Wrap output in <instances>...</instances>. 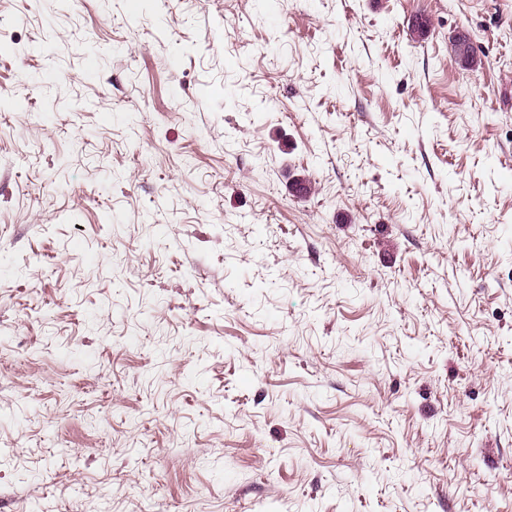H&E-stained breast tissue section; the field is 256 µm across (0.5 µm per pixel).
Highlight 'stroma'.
<instances>
[{
    "label": "stroma",
    "instance_id": "stroma-1",
    "mask_svg": "<svg viewBox=\"0 0 512 512\" xmlns=\"http://www.w3.org/2000/svg\"><path fill=\"white\" fill-rule=\"evenodd\" d=\"M0 94V512H512V0H0Z\"/></svg>",
    "mask_w": 512,
    "mask_h": 512
}]
</instances>
